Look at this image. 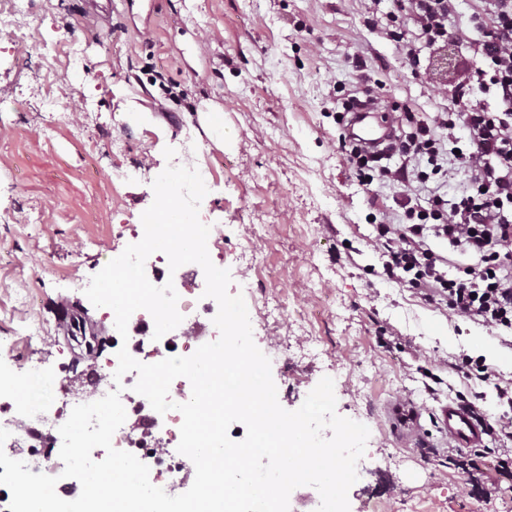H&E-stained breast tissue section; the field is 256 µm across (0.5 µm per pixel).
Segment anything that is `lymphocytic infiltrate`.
Masks as SVG:
<instances>
[{"instance_id": "obj_1", "label": "lymphocytic infiltrate", "mask_w": 512, "mask_h": 512, "mask_svg": "<svg viewBox=\"0 0 512 512\" xmlns=\"http://www.w3.org/2000/svg\"><path fill=\"white\" fill-rule=\"evenodd\" d=\"M468 19L457 0H392L389 22L397 24L402 56L421 66V51L440 53L464 43L447 82L448 104L430 115L389 103L369 88L353 90L341 103L340 125L353 112L388 113L391 141L366 149L347 136L339 146L356 179L365 186L397 182L405 202L400 222L383 219L369 241L383 277L421 300L447 307L448 315L512 333V0H470ZM466 137H458L457 129ZM467 177L456 202L425 193L428 182ZM449 246L432 248L431 239ZM464 379L493 384L506 408L488 427L499 446L471 450L460 467L484 474L493 458V476L481 484L484 498L512 480V378L485 359L459 353L450 364Z\"/></svg>"}]
</instances>
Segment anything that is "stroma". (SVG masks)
I'll list each match as a JSON object with an SVG mask.
<instances>
[{"label": "stroma", "instance_id": "stroma-1", "mask_svg": "<svg viewBox=\"0 0 512 512\" xmlns=\"http://www.w3.org/2000/svg\"><path fill=\"white\" fill-rule=\"evenodd\" d=\"M390 0H112L109 20L85 0H35L21 28L0 27V369L32 368L79 390L112 356L115 317L84 294L91 277L143 237L152 183L181 151L214 165L200 203L214 225L212 263L243 295L257 347L271 360L280 405L298 409L322 377L337 412L370 430L371 468L348 491L350 512H512V482L484 498L451 461L426 373L467 392L448 363L459 352L512 373L491 330L382 280L369 247L372 210L400 189H364L338 144L336 98L369 75L386 100L423 113L445 97L412 72L385 34ZM366 69H359L357 59ZM48 85L69 125L53 128L34 92ZM218 109L232 136L216 145L200 122ZM150 174L112 184L114 167ZM80 307L104 336L98 359L57 322ZM409 343L379 345V328ZM39 331L40 342L22 334ZM411 398L423 447L394 437L383 407Z\"/></svg>", "mask_w": 512, "mask_h": 512}]
</instances>
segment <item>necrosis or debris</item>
<instances>
[{"mask_svg":"<svg viewBox=\"0 0 512 512\" xmlns=\"http://www.w3.org/2000/svg\"><path fill=\"white\" fill-rule=\"evenodd\" d=\"M149 281L157 286L173 282L179 295L178 310L183 316L180 332H170L161 339H154V321L145 310L135 311L128 322L127 338L113 336V348L127 346L129 353L138 361L153 364L170 356H188L198 347V336L193 333L201 318H214L217 310L211 298L205 297V280L170 273L166 258L150 255L145 262ZM117 361H109L103 369L108 378V390H119L125 407L128 424L122 425L113 435L114 448L134 454L153 473L157 487L172 490L186 484L191 470L186 456L172 452L173 444L180 441L182 415L171 410L159 414L143 396L133 390L136 372L126 373L121 383H113ZM64 386L43 389L41 383L32 382L29 398L17 394V383L0 372V427L10 431V447H23L31 472L51 473L60 465L61 436L56 430L43 429L45 419H54L57 427L69 417L64 406Z\"/></svg>","mask_w":512,"mask_h":512,"instance_id":"obj_1","label":"necrosis or debris"}]
</instances>
